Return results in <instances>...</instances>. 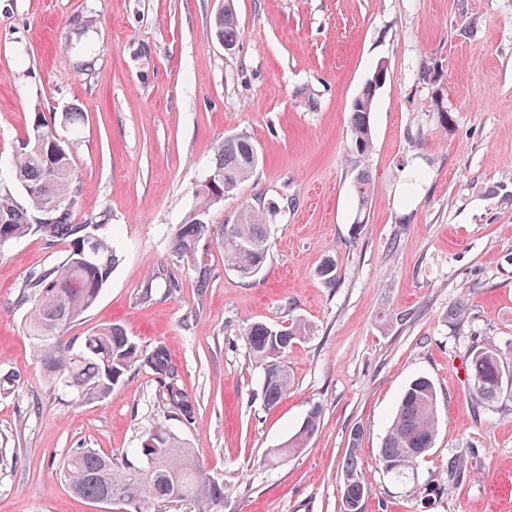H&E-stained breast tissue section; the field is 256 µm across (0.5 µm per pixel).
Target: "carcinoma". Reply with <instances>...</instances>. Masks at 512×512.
Returning <instances> with one entry per match:
<instances>
[{"label":"carcinoma","instance_id":"1","mask_svg":"<svg viewBox=\"0 0 512 512\" xmlns=\"http://www.w3.org/2000/svg\"><path fill=\"white\" fill-rule=\"evenodd\" d=\"M216 37L233 46L241 36L231 0H226L214 16ZM375 96L366 84L354 99L351 126L355 148L361 154L371 150V113ZM260 158L254 143L246 136H228L216 147L214 162L199 185L198 204L173 238L174 252L193 261L199 286L206 287L207 264L197 260L200 240L216 236L224 250V264L247 279L261 272L267 261V215L265 208H247L238 223L222 224L219 229L208 221L216 197L235 191L248 181ZM17 184L25 191V203L12 194L0 192V246L31 233L49 241L66 240L69 250L58 264L29 274L18 303L28 308L27 330L34 343V355L51 382L78 398L95 399L107 395L134 365L150 371L159 384V394L181 421L189 423L196 413V401L179 384L167 350L162 346L142 349L117 325L96 328L79 346L66 339L71 323L96 304L117 262L112 237L106 225H98L97 239L87 241L88 224H73L71 212L78 205L79 188L68 145L58 141L55 125L37 111L32 126L14 160ZM371 196L366 173L354 181L356 225L365 221ZM46 220L44 224L36 219ZM305 332V326H268L254 323L245 336L254 355L265 364L264 398L276 405L291 387L292 378L281 357ZM472 390L481 401H493L508 389L498 354L487 348L477 350L470 361ZM321 409L314 406L300 429L277 448L272 457H283L306 446L318 428ZM439 430L437 390L426 377L413 379L398 404L378 452L380 467L398 485L417 493L413 469L419 457L434 445ZM360 432L351 435L344 457L343 512H362L368 485L361 472L358 452ZM142 465L118 464L93 448H78L64 460L61 474L80 497L98 502L110 501L147 505V512H167L173 503L191 505V512H218L224 503V488L209 482L198 463L195 449L164 425H157L144 436L137 449ZM428 503L440 493L438 488L419 492Z\"/></svg>","mask_w":512,"mask_h":512}]
</instances>
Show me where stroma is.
Segmentation results:
<instances>
[{
  "instance_id": "35a3bbf8",
  "label": "stroma",
  "mask_w": 512,
  "mask_h": 512,
  "mask_svg": "<svg viewBox=\"0 0 512 512\" xmlns=\"http://www.w3.org/2000/svg\"><path fill=\"white\" fill-rule=\"evenodd\" d=\"M233 3L241 37L228 50L212 27L224 0H0V188L24 200L13 158L44 112L72 150L74 223H107L119 257L66 336L117 323L138 345L164 346L197 402L182 422L138 369L90 401L55 387L18 297L67 244L32 234L1 247L0 512H134L80 498L59 466L77 448L135 461L158 424L196 449L224 488L223 512H340L355 430L364 512H512V394L477 405L468 371L486 347L512 378V0ZM381 65L372 148L361 155L351 107ZM74 109L84 115L77 126L65 119ZM230 135L249 137L260 163L208 220L233 224L264 205L267 262L242 280L204 238L202 288L171 239ZM361 173L372 198L358 227ZM329 260L331 284L320 275ZM169 276L179 282L172 293ZM463 299L466 317L451 318ZM296 321L306 332L283 355L293 383L270 407L244 332ZM419 376L437 389L440 430L415 481L445 489L427 508L377 464L394 408ZM316 405L307 446L269 461ZM463 448L467 467L454 481L448 459Z\"/></svg>"
}]
</instances>
